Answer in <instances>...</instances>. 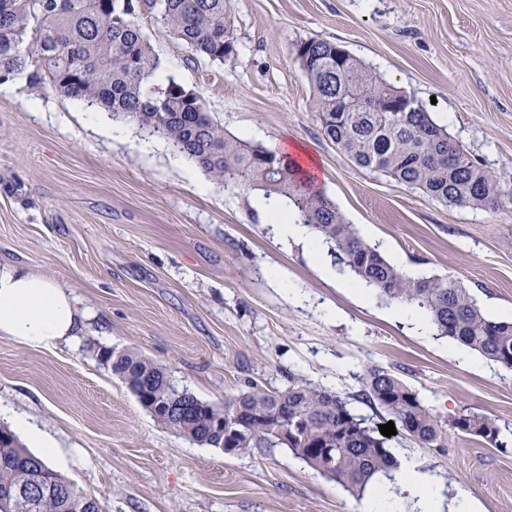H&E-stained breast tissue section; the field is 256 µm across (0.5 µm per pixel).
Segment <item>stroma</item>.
<instances>
[{
	"mask_svg": "<svg viewBox=\"0 0 512 512\" xmlns=\"http://www.w3.org/2000/svg\"><path fill=\"white\" fill-rule=\"evenodd\" d=\"M237 52L197 56L147 10L136 21L162 77L196 94L226 133L300 149L347 222L409 276H451L490 316L512 315V199H432L357 168L323 134L294 48L343 45L427 104L469 158L512 186V0H229ZM163 139L103 109L0 86V262L63 282L93 313L55 350L0 337V426L23 415L62 449V475L106 512H366L284 448L240 454L159 425L102 355L131 349L202 401L289 376L353 394L373 366L444 423L442 447L393 436L427 474L438 512L458 488L479 512H512V371L410 319L340 271L329 244L283 240L257 202ZM494 420L499 446L448 423Z\"/></svg>",
	"mask_w": 512,
	"mask_h": 512,
	"instance_id": "35a3bbf8",
	"label": "stroma"
}]
</instances>
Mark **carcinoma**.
I'll list each match as a JSON object with an SVG mask.
<instances>
[{"mask_svg": "<svg viewBox=\"0 0 512 512\" xmlns=\"http://www.w3.org/2000/svg\"><path fill=\"white\" fill-rule=\"evenodd\" d=\"M147 7L167 32L211 61L237 51L226 0H0V82L19 75L57 94L122 116L168 141L206 173L226 182L245 181L288 199L297 219L332 245L340 269L373 288L379 300L419 308L440 335L512 370V320L485 314L451 276L411 278L390 264L379 246L346 223L335 202L310 189L276 152L226 132L200 99L171 77L142 36L136 12ZM337 45L309 39L295 59L313 89L324 135L357 167L383 172L426 195L459 206L494 207L512 187L475 164L462 146L420 103L393 112L389 101L408 93L387 83L362 61L336 55ZM358 90L363 105L338 112L336 103ZM106 362L158 424L200 445L286 448L312 469L354 495L380 474L397 468L387 438L356 414L351 401L381 407L412 439L441 447L440 420L394 373L371 367L351 396L303 379L285 390L252 388L214 405L179 389L165 369L125 350ZM457 431L498 443L495 421L476 413L451 420ZM0 512H106L94 498L0 428ZM88 503V507L79 505Z\"/></svg>", "mask_w": 512, "mask_h": 512, "instance_id": "carcinoma-1", "label": "carcinoma"}]
</instances>
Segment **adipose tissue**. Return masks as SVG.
<instances>
[{
  "mask_svg": "<svg viewBox=\"0 0 512 512\" xmlns=\"http://www.w3.org/2000/svg\"><path fill=\"white\" fill-rule=\"evenodd\" d=\"M87 320L67 285L31 270L0 266V336L51 350L78 341Z\"/></svg>",
  "mask_w": 512,
  "mask_h": 512,
  "instance_id": "obj_1",
  "label": "adipose tissue"
}]
</instances>
